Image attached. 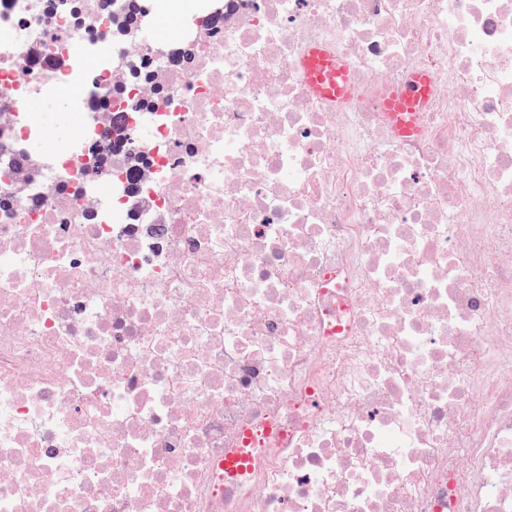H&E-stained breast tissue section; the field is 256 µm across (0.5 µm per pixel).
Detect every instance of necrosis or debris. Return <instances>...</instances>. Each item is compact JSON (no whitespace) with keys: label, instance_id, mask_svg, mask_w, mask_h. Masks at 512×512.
I'll return each instance as SVG.
<instances>
[{"label":"necrosis or debris","instance_id":"4bbe7bcc","mask_svg":"<svg viewBox=\"0 0 512 512\" xmlns=\"http://www.w3.org/2000/svg\"><path fill=\"white\" fill-rule=\"evenodd\" d=\"M129 6L0 0V512H512V0ZM313 89L326 97L343 99L350 94L344 68L320 50L311 53L305 62ZM51 96V94H48ZM76 106L72 112V102L68 98L59 95V90L51 97L46 96L34 102L31 110L36 115L38 121L45 127L54 130L57 143L66 144V131L71 121L72 115L78 112L80 107L79 97L74 94ZM74 113V116H75Z\"/></svg>","mask_w":512,"mask_h":512}]
</instances>
